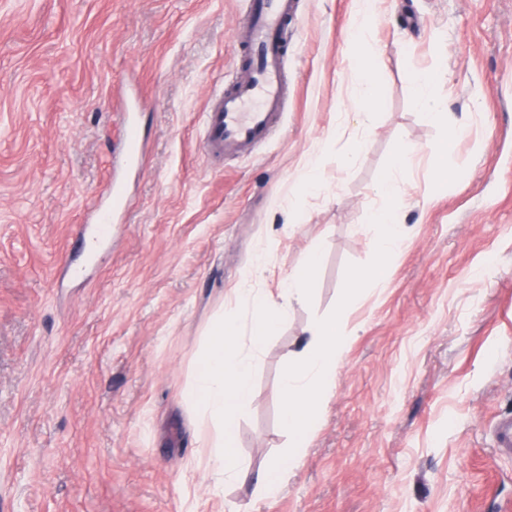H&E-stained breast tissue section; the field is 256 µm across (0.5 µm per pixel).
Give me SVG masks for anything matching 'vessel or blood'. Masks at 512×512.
Listing matches in <instances>:
<instances>
[{"label":"vessel or blood","mask_w":512,"mask_h":512,"mask_svg":"<svg viewBox=\"0 0 512 512\" xmlns=\"http://www.w3.org/2000/svg\"><path fill=\"white\" fill-rule=\"evenodd\" d=\"M297 12L296 0H247L242 27L233 38L239 47L240 65L224 80V91L204 114L203 149L207 156L229 161L254 154L283 122V63L288 45L283 32ZM124 137L112 163L129 167L138 139L134 123L124 118ZM123 185L112 183V200L97 208L92 222L81 224L84 245L101 243L100 229L111 223L121 206ZM500 454L512 455V415L498 419L492 429Z\"/></svg>","instance_id":"obj_1"}]
</instances>
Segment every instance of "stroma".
<instances>
[{
	"mask_svg": "<svg viewBox=\"0 0 512 512\" xmlns=\"http://www.w3.org/2000/svg\"><path fill=\"white\" fill-rule=\"evenodd\" d=\"M283 124L215 166L203 114L237 64L243 0H0V512H502L512 458V0H377L359 61L379 105L359 124L348 81L356 0H297ZM437 72L448 119L410 86ZM141 170L110 245L82 274L77 227L104 198L121 112ZM407 154L397 165L399 154ZM319 162L322 188L302 174ZM395 175L407 233L383 283L376 188ZM320 260L310 302L263 348L233 446L252 473L214 495L184 397L232 288L265 256L274 291ZM345 335L317 429L279 493L254 475L288 452L279 383L306 326ZM495 448L501 455H512V415L498 419L492 429Z\"/></svg>",
	"mask_w": 512,
	"mask_h": 512,
	"instance_id": "1",
	"label": "stroma"
}]
</instances>
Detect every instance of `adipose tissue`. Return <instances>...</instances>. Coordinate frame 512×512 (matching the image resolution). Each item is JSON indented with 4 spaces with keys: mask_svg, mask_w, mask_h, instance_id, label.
<instances>
[{
    "mask_svg": "<svg viewBox=\"0 0 512 512\" xmlns=\"http://www.w3.org/2000/svg\"><path fill=\"white\" fill-rule=\"evenodd\" d=\"M374 220L380 228V258L383 263L398 252L405 231L401 225L394 223L391 212H377ZM382 263L371 269L351 272L347 303H354L360 298L366 283L383 282ZM306 333L298 363L285 368L280 378V422L292 438L293 446L269 470L256 477L257 483L270 498L279 493L288 473L298 465L301 450L314 432L334 386L340 363L344 338L338 334L335 320L314 322Z\"/></svg>",
    "mask_w": 512,
    "mask_h": 512,
    "instance_id": "obj_1",
    "label": "adipose tissue"
}]
</instances>
